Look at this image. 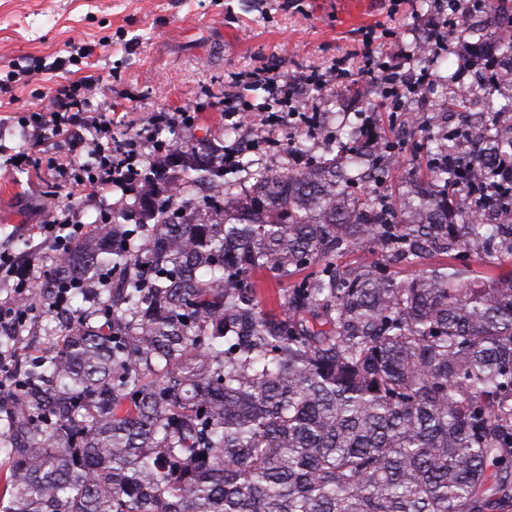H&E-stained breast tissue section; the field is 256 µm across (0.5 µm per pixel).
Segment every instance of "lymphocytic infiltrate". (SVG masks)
<instances>
[{
  "label": "lymphocytic infiltrate",
  "instance_id": "obj_1",
  "mask_svg": "<svg viewBox=\"0 0 512 512\" xmlns=\"http://www.w3.org/2000/svg\"><path fill=\"white\" fill-rule=\"evenodd\" d=\"M478 9V0H448L446 9L437 10L426 19L427 39L433 46L442 47L440 32L443 28H451L453 39L450 44L457 59L459 75L473 72L480 76L482 84L495 85L505 74L495 42L487 40L477 43L468 40L461 24L462 18L475 14ZM363 73L380 81L396 112L402 111L406 100L417 94L422 85L421 78L409 66L407 54L402 52L389 55L384 61L378 60L374 53H366ZM257 85L274 89L278 111L258 112L252 116L246 114L241 91ZM297 100L294 87L278 83L267 70L256 69L246 78L236 81L234 89L225 91L224 118L236 121L240 126L251 122L272 134L285 126L312 135L318 134L325 125L323 113L300 111ZM49 104L52 112L48 124L53 136L72 139L79 115L83 111L82 100L75 98L70 89L60 87L50 96ZM123 122L120 115L104 114L94 123L92 159L81 167L78 175L73 176L71 191L99 194L117 189H136L141 185L145 171L157 167L159 161L168 154L167 144L156 140L147 146L135 138H118L115 130ZM34 231L44 237L61 258L70 253L77 241L91 233L87 225L74 222L67 216L50 224L36 225ZM33 269V264L20 263L9 251L0 250V277L11 281L13 290L9 301L0 302V330L13 333L25 323L35 286Z\"/></svg>",
  "mask_w": 512,
  "mask_h": 512
}]
</instances>
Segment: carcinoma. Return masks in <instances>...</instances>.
Masks as SVG:
<instances>
[{
  "label": "carcinoma",
  "mask_w": 512,
  "mask_h": 512,
  "mask_svg": "<svg viewBox=\"0 0 512 512\" xmlns=\"http://www.w3.org/2000/svg\"><path fill=\"white\" fill-rule=\"evenodd\" d=\"M495 92L473 150L437 140L436 189L399 206L361 144L238 196L222 147L148 170L141 236L113 212L35 293L112 274L108 319L22 371L0 512H512V233L449 205L455 156L491 181L512 154ZM303 270L266 309L254 275Z\"/></svg>",
  "instance_id": "1"
}]
</instances>
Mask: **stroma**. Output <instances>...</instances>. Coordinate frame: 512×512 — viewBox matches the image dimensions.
Returning a JSON list of instances; mask_svg holds the SVG:
<instances>
[{"label":"stroma","instance_id":"obj_1","mask_svg":"<svg viewBox=\"0 0 512 512\" xmlns=\"http://www.w3.org/2000/svg\"><path fill=\"white\" fill-rule=\"evenodd\" d=\"M422 0H0V243L31 259L36 267L54 264L50 250H38L34 225L68 213L84 224L100 225L118 193L91 197L71 194L48 159L72 168L89 159L87 141L60 142L41 131L39 93L90 81L85 109L90 114L116 106L128 112L127 136L149 129L158 112H191L188 126L157 130L158 139L204 149L233 144L240 132L224 122L225 87L238 74L263 68L279 82L293 83L302 70H328L339 57L349 60L347 77L328 82L302 98L307 109L328 114L325 128L311 137L312 148L357 141L362 113H372L378 131L407 146L399 165L389 167L381 192L389 198L421 188L411 150L429 146L450 125L471 129L475 104L458 112L443 102L441 76L456 70L453 55L440 52L416 65L430 81L420 98L440 103L430 126L410 127L405 113L380 110L386 95L361 72L363 46L377 53L413 52L421 33ZM91 56H83L82 46ZM67 59L64 69L37 71L39 61ZM280 147L260 144L248 152L247 167L226 174L242 190L252 183L250 166L277 171L288 162L292 142L279 132ZM25 150L38 166L12 168L5 160ZM43 332L22 336L15 345L22 367L44 361L64 334V315L38 307Z\"/></svg>","mask_w":512,"mask_h":512}]
</instances>
